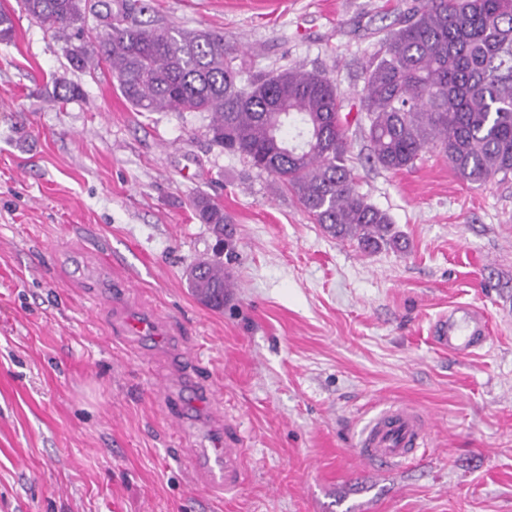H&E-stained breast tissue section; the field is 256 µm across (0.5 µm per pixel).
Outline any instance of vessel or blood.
I'll list each match as a JSON object with an SVG mask.
<instances>
[{
    "label": "vessel or blood",
    "mask_w": 512,
    "mask_h": 512,
    "mask_svg": "<svg viewBox=\"0 0 512 512\" xmlns=\"http://www.w3.org/2000/svg\"><path fill=\"white\" fill-rule=\"evenodd\" d=\"M485 323L470 313L466 323L441 318L434 329L438 348L456 356L468 354L475 336L484 334ZM427 442L421 417L409 406L393 405L380 412L363 429L359 439L360 457L373 467L387 469L417 458ZM224 467V475L212 480L213 489L231 491L243 481V451L239 448H215L210 453Z\"/></svg>",
    "instance_id": "vessel-or-blood-1"
}]
</instances>
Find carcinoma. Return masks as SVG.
Masks as SVG:
<instances>
[{
  "mask_svg": "<svg viewBox=\"0 0 512 512\" xmlns=\"http://www.w3.org/2000/svg\"><path fill=\"white\" fill-rule=\"evenodd\" d=\"M27 15L66 41L68 62L90 73L105 63L137 112H205L210 141L273 176L332 237L373 252L406 247L388 213L356 188L335 79L302 66L251 72L224 35L180 27L142 28L110 17L96 35L82 30V0H22ZM14 34L0 8V42ZM371 161L409 170L438 148L464 181L512 175V0H416L369 59L359 94ZM192 207L218 237L229 219L207 196ZM192 294L224 308V264L199 260Z\"/></svg>",
  "mask_w": 512,
  "mask_h": 512,
  "instance_id": "1",
  "label": "carcinoma"
}]
</instances>
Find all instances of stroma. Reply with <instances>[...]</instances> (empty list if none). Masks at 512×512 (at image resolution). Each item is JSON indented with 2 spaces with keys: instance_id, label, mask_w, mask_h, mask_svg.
<instances>
[{
  "instance_id": "35a3bbf8",
  "label": "stroma",
  "mask_w": 512,
  "mask_h": 512,
  "mask_svg": "<svg viewBox=\"0 0 512 512\" xmlns=\"http://www.w3.org/2000/svg\"><path fill=\"white\" fill-rule=\"evenodd\" d=\"M87 2L86 36L107 5L220 33L259 70L327 73L353 110L413 0ZM0 7L15 21L0 42V512H512V177L467 183L435 149L384 170L351 122L358 190L408 241L368 254L213 146L207 115L134 111L21 0ZM65 84L81 97L61 100ZM198 195L232 220L222 253ZM214 256L220 311L186 279ZM460 305L488 323L463 358L432 340ZM138 316L161 340L126 332ZM389 404L424 414L428 451L379 470L356 448ZM227 438L245 480L216 496L187 465Z\"/></svg>"
}]
</instances>
